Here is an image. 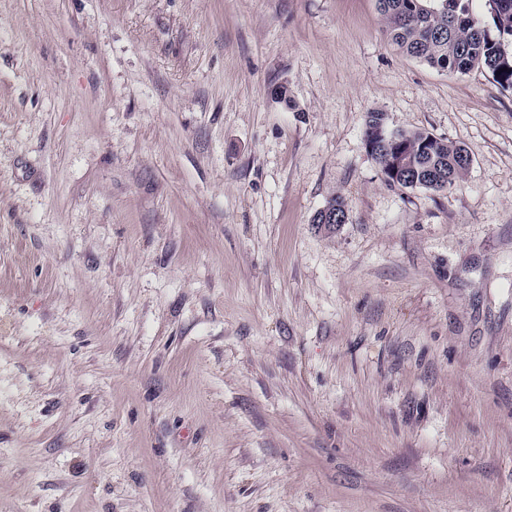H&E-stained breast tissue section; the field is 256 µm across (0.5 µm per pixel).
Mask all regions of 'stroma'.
<instances>
[{
    "mask_svg": "<svg viewBox=\"0 0 512 512\" xmlns=\"http://www.w3.org/2000/svg\"><path fill=\"white\" fill-rule=\"evenodd\" d=\"M0 512H512V90L377 0H0ZM370 153L387 185L435 192L456 186L471 162L463 146L425 130L400 131L393 142L373 146Z\"/></svg>",
    "mask_w": 512,
    "mask_h": 512,
    "instance_id": "stroma-1",
    "label": "stroma"
}]
</instances>
